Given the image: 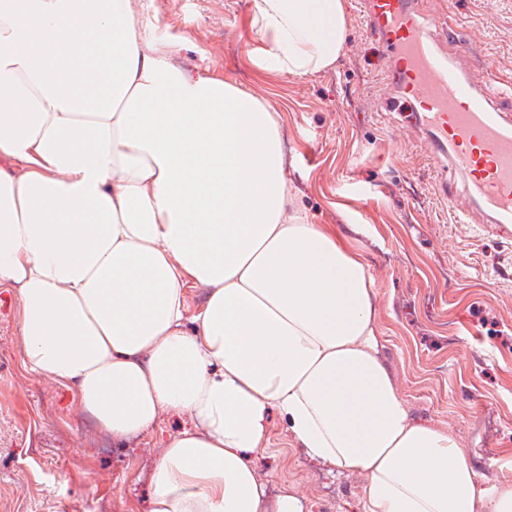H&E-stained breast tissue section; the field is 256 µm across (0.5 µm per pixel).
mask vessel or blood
I'll use <instances>...</instances> for the list:
<instances>
[{
	"label": "vessel or blood",
	"instance_id": "b4317fda",
	"mask_svg": "<svg viewBox=\"0 0 512 512\" xmlns=\"http://www.w3.org/2000/svg\"><path fill=\"white\" fill-rule=\"evenodd\" d=\"M364 14L383 38L384 72L406 122L431 145L449 205L458 204L451 181L460 179L484 222L511 239L512 89L475 84L461 32L432 34L415 0H365Z\"/></svg>",
	"mask_w": 512,
	"mask_h": 512
}]
</instances>
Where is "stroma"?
<instances>
[{"mask_svg":"<svg viewBox=\"0 0 512 512\" xmlns=\"http://www.w3.org/2000/svg\"><path fill=\"white\" fill-rule=\"evenodd\" d=\"M347 37L333 67L291 76L257 67L251 0H139L145 36L191 72L266 100L281 119L289 209L361 254L374 280L380 355L417 420L452 432L478 486L512 484V241L456 223L416 130L377 64L361 0H345ZM432 28L469 40L476 79L512 83V0H418ZM21 307L0 288V512H148L167 441L192 429L163 412L117 442L57 382L24 364ZM254 465L270 493L304 512H362L365 479L310 459L281 415Z\"/></svg>","mask_w":512,"mask_h":512,"instance_id":"stroma-1","label":"stroma"}]
</instances>
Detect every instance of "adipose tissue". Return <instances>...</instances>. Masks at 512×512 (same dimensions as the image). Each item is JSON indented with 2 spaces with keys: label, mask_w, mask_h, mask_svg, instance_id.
<instances>
[{
  "label": "adipose tissue",
  "mask_w": 512,
  "mask_h": 512,
  "mask_svg": "<svg viewBox=\"0 0 512 512\" xmlns=\"http://www.w3.org/2000/svg\"><path fill=\"white\" fill-rule=\"evenodd\" d=\"M137 0H0V286L29 371L114 440L165 411L150 512H302L252 464L272 413L366 478L363 512H512L456 437L412 419L364 259L288 208L276 112L149 44ZM264 70L343 47L344 0H252ZM208 291L194 319L188 287Z\"/></svg>",
  "instance_id": "1"
}]
</instances>
